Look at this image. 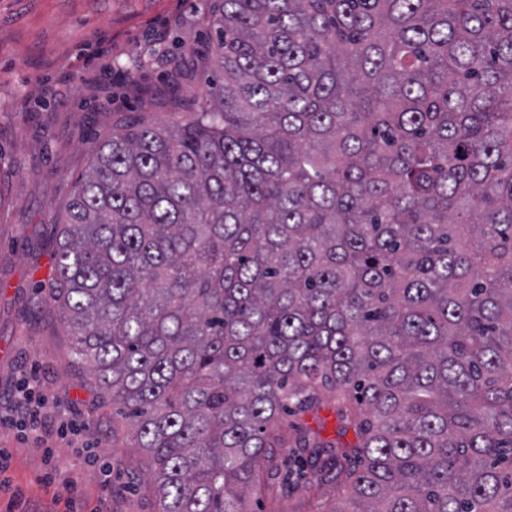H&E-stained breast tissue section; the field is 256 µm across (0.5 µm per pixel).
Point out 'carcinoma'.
I'll use <instances>...</instances> for the list:
<instances>
[{
	"instance_id": "1",
	"label": "carcinoma",
	"mask_w": 512,
	"mask_h": 512,
	"mask_svg": "<svg viewBox=\"0 0 512 512\" xmlns=\"http://www.w3.org/2000/svg\"><path fill=\"white\" fill-rule=\"evenodd\" d=\"M207 22L195 117L101 144L49 289L158 512H248L291 459L312 512H512V0ZM325 392L338 438L268 434Z\"/></svg>"
}]
</instances>
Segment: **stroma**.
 <instances>
[{"instance_id": "stroma-1", "label": "stroma", "mask_w": 512, "mask_h": 512, "mask_svg": "<svg viewBox=\"0 0 512 512\" xmlns=\"http://www.w3.org/2000/svg\"><path fill=\"white\" fill-rule=\"evenodd\" d=\"M207 0H0V512H157L143 456L72 360L52 277L56 226L76 181L124 121H181L167 61L205 90ZM191 43L178 55L173 38ZM336 436L334 402L272 431ZM112 465L104 483L83 447ZM261 512H309L304 479L279 469Z\"/></svg>"}]
</instances>
